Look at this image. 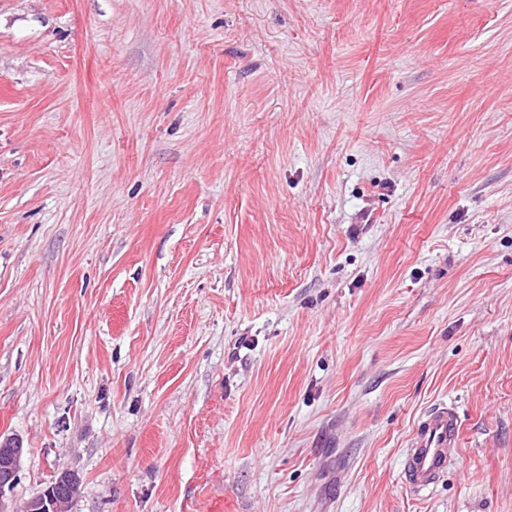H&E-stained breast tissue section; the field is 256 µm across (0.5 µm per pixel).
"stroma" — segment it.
Wrapping results in <instances>:
<instances>
[{
	"label": "stroma",
	"mask_w": 512,
	"mask_h": 512,
	"mask_svg": "<svg viewBox=\"0 0 512 512\" xmlns=\"http://www.w3.org/2000/svg\"><path fill=\"white\" fill-rule=\"evenodd\" d=\"M5 438L9 512H512V0H0ZM459 416L455 407L439 404L421 417L403 462L407 484L414 489L434 485L448 467L460 442ZM24 449L19 441L6 438L0 441V511L9 512L5 497L17 482ZM58 476L59 474L50 480L34 499H37L48 486L54 483ZM58 480L44 492L42 498L35 503L27 502L20 512H69L70 504L79 492L80 476L75 471L64 470Z\"/></svg>",
	"instance_id": "stroma-1"
}]
</instances>
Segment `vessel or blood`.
<instances>
[{"mask_svg": "<svg viewBox=\"0 0 512 512\" xmlns=\"http://www.w3.org/2000/svg\"><path fill=\"white\" fill-rule=\"evenodd\" d=\"M460 442L459 416L455 407L439 404L421 417L403 462L405 479L414 489L434 485L448 467Z\"/></svg>", "mask_w": 512, "mask_h": 512, "instance_id": "vessel-or-blood-1", "label": "vessel or blood"}]
</instances>
